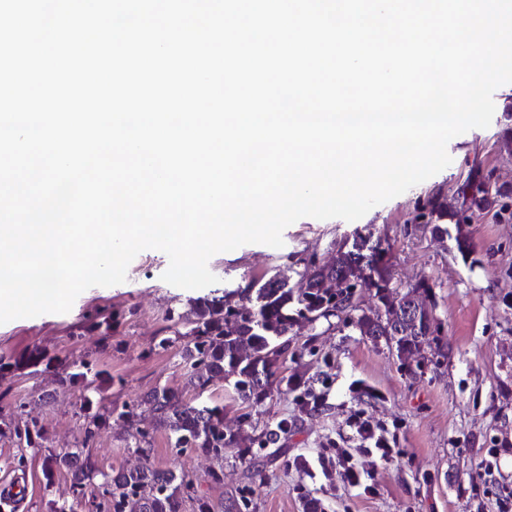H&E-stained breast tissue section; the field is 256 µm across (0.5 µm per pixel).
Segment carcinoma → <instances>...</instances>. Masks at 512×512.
<instances>
[{
    "instance_id": "cac0c4a2",
    "label": "carcinoma",
    "mask_w": 512,
    "mask_h": 512,
    "mask_svg": "<svg viewBox=\"0 0 512 512\" xmlns=\"http://www.w3.org/2000/svg\"><path fill=\"white\" fill-rule=\"evenodd\" d=\"M488 183L489 178L480 171L471 172L457 191L462 198L460 208L435 195L422 207L418 219L433 225L437 234L448 232L447 224L455 225L457 250L462 255L471 252L461 224L466 212L486 209L500 194L498 189L490 192ZM389 250L379 240L359 236L350 244L339 245L331 262L313 270L304 268L291 285L274 275L256 289L250 284L199 301L187 331H174L188 339L185 358L190 383L201 395L210 382L222 379L251 409L261 405L275 386H299V382L279 376V371L294 328L302 322L314 326L335 320L353 326L374 344H384L404 367L410 360L422 367L431 351L443 355L434 306L419 294L421 289L432 294V287L421 279L398 291ZM365 291L373 300L367 308L363 307ZM99 376L95 364L86 362L70 381L89 388ZM146 402L158 425L170 430L176 448H195L217 458L232 450L243 462L266 449L269 456L278 457L283 449L276 444L288 438V419L283 418L263 426L254 438L258 448H242L239 432L224 425V408L218 405L186 402L165 387L150 393ZM114 414L130 422L135 444L147 453L144 445L149 443V433L137 426L129 406L117 413L108 408L94 414L85 440H91ZM60 463L71 473L74 493L81 495L84 482L93 478L92 467L79 453L65 455ZM101 488L108 512H180L187 498L194 501L196 512H214V505L196 494L186 475L159 469L147 457L136 468L119 467L103 475ZM254 495L252 485L242 486L224 498L222 512H251Z\"/></svg>"
}]
</instances>
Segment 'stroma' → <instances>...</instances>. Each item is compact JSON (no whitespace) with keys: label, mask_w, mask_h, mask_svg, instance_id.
Returning <instances> with one entry per match:
<instances>
[{"label":"stroma","mask_w":512,"mask_h":512,"mask_svg":"<svg viewBox=\"0 0 512 512\" xmlns=\"http://www.w3.org/2000/svg\"><path fill=\"white\" fill-rule=\"evenodd\" d=\"M493 101L488 128L450 140L448 167L358 220L304 217L284 230L282 247L246 244L216 254L208 262L216 284L197 290L164 282L168 256L147 249L130 263L124 283L85 290L69 312L0 324V357L12 362L37 348L46 355L45 364L0 376V478L27 484L20 512H50L72 502L76 512H107L101 474L135 467L146 457L189 475L198 495L221 505L246 482L238 459L230 452L217 459L174 448L170 431L154 426L143 404L162 387L191 401L199 397L188 385L183 342L160 344L172 334V316L190 321L197 300L273 275L295 281L310 262L332 258L339 242L368 231L388 242L398 288L422 278L432 284L448 356L441 365L410 371L353 327L297 329L285 373L300 378V389L272 392L241 435L251 440L254 427L287 419V458L304 456L312 465L296 469L286 458L262 462L252 512H305L294 492L299 485L321 500L325 512H498L500 498L512 493V210L495 205L472 215L463 226L474 244L466 259L453 235L433 234L417 221L419 202L434 194L456 204L458 188L476 166L493 185L512 190L506 114L512 84L496 89ZM91 315L113 317L111 336L88 329ZM86 361L102 372L90 390L69 381ZM306 391L321 398L319 409L302 410ZM126 405L152 432L147 453H140L118 418L94 438L85 436L93 411ZM356 411L384 426L396 450L389 461L367 463L377 482L373 495L348 488L316 462L321 449L355 447L348 418ZM21 418L40 428L38 447H20L14 427ZM77 449L96 472L79 496L70 474L54 462Z\"/></svg>","instance_id":"1"}]
</instances>
